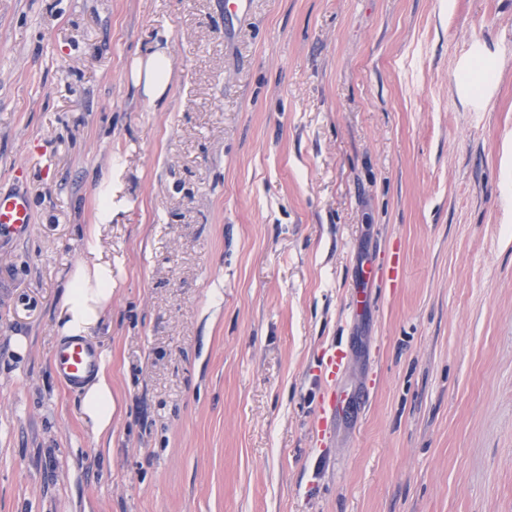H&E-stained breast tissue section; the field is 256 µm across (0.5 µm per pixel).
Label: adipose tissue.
<instances>
[{
    "label": "adipose tissue",
    "mask_w": 512,
    "mask_h": 512,
    "mask_svg": "<svg viewBox=\"0 0 512 512\" xmlns=\"http://www.w3.org/2000/svg\"><path fill=\"white\" fill-rule=\"evenodd\" d=\"M170 78L171 61L166 50H157L133 62V83L150 104L163 99ZM97 198L98 221L85 230V255L73 266L62 285L55 317V330L61 337L90 336L112 303V265L99 256V227L112 221L111 177L102 179ZM110 360V351H101V367L95 379L84 385L79 393L81 418L97 437L112 429L115 405L112 377L106 370Z\"/></svg>",
    "instance_id": "adipose-tissue-1"
}]
</instances>
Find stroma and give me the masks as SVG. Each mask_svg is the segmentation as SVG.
I'll list each match as a JSON object with an SVG mask.
<instances>
[{
	"label": "stroma",
	"instance_id": "obj_1",
	"mask_svg": "<svg viewBox=\"0 0 512 512\" xmlns=\"http://www.w3.org/2000/svg\"><path fill=\"white\" fill-rule=\"evenodd\" d=\"M224 3L0 0L33 213L0 233V512H512V0ZM109 173L95 439L51 357ZM171 78V61L168 52L160 49L146 58H137L132 66V79L151 105L160 102ZM111 352L102 349L100 367L93 381L88 382L79 392L81 419L95 437L112 430V414L115 410L112 396V377L107 372Z\"/></svg>",
	"mask_w": 512,
	"mask_h": 512
}]
</instances>
